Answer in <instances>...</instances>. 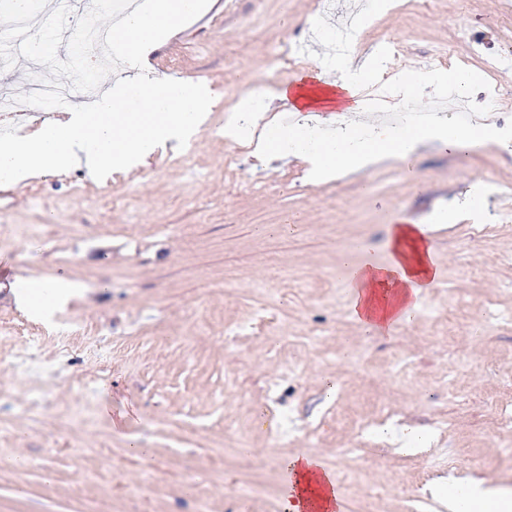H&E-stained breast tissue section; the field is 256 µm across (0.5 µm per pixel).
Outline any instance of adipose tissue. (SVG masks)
I'll return each mask as SVG.
<instances>
[{
	"label": "adipose tissue",
	"mask_w": 512,
	"mask_h": 512,
	"mask_svg": "<svg viewBox=\"0 0 512 512\" xmlns=\"http://www.w3.org/2000/svg\"><path fill=\"white\" fill-rule=\"evenodd\" d=\"M336 72L331 87L324 91L286 82L278 89L277 96L296 103L327 101L333 89H356L375 82L380 67L378 61L370 59L356 67L341 61L336 65ZM368 130L369 137L364 140L355 125L337 127L329 122L317 137L302 124L281 126L274 138L265 140L263 152L276 158L303 159L309 166L310 176L325 181L349 170L367 169L386 158L410 161L425 142L452 145L464 151L480 142L512 146V137L494 124L483 122L467 131L444 117L423 126L408 125L394 130L372 124ZM350 266L354 289L352 313L364 331L375 335L388 333L395 325L409 322L418 295L439 278L428 228L422 224L403 222L390 226L386 265L354 260ZM288 471L298 484V493L289 504L290 512H305L311 506L327 512L332 499L338 495L332 475L305 452L289 461Z\"/></svg>",
	"instance_id": "adipose-tissue-1"
}]
</instances>
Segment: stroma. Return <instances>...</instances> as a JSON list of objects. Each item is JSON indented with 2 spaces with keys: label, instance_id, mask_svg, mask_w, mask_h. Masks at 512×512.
<instances>
[{
  "label": "stroma",
  "instance_id": "stroma-1",
  "mask_svg": "<svg viewBox=\"0 0 512 512\" xmlns=\"http://www.w3.org/2000/svg\"><path fill=\"white\" fill-rule=\"evenodd\" d=\"M356 2L210 0L144 58L213 91L185 148L102 181L78 166L0 186V512H289L284 463L301 451L348 512H448L452 477L512 491V151L431 146L315 183L300 161L252 164L250 140L224 134L249 92L287 125L266 95L315 69L335 77L327 33ZM292 38L306 61L272 64ZM382 54L394 100L416 63L466 60L461 105L512 131V0H400L371 16L354 58ZM403 220L428 226L443 278L410 323L371 339L342 259L386 260ZM58 279L71 288L48 311L16 303ZM21 318L45 329L30 369L14 364ZM384 404L394 414L374 432L328 427ZM406 425L427 432L412 450L396 439Z\"/></svg>",
  "mask_w": 512,
  "mask_h": 512
}]
</instances>
